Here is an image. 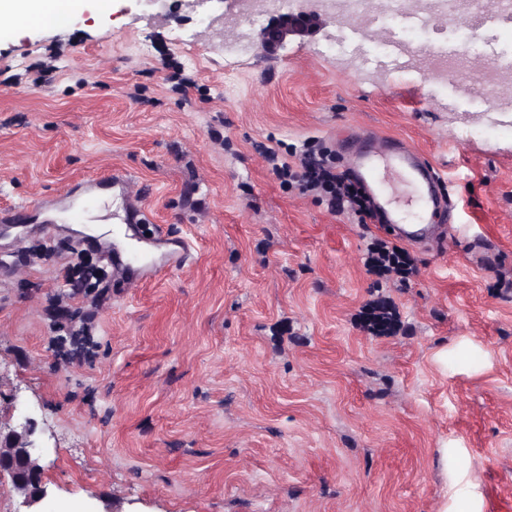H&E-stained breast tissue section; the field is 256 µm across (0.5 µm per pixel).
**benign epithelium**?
Segmentation results:
<instances>
[{"instance_id": "obj_1", "label": "benign epithelium", "mask_w": 512, "mask_h": 512, "mask_svg": "<svg viewBox=\"0 0 512 512\" xmlns=\"http://www.w3.org/2000/svg\"><path fill=\"white\" fill-rule=\"evenodd\" d=\"M323 26L321 16L310 10L290 9L272 17L258 34V45L266 53H275L289 41L314 35ZM37 422L22 414L16 424L0 422V476L32 507L47 496L46 484L38 464Z\"/></svg>"}]
</instances>
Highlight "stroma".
<instances>
[{"mask_svg":"<svg viewBox=\"0 0 512 512\" xmlns=\"http://www.w3.org/2000/svg\"><path fill=\"white\" fill-rule=\"evenodd\" d=\"M380 30L329 19L230 62L187 0H85L0 32V208L30 209L0 232V419L38 423V512H512V112L480 71L384 66ZM366 131L455 207L449 233L403 243L404 279L364 265L391 226L284 189L257 150L319 136L347 168ZM89 177L109 201L94 236L65 201ZM131 198L185 265L116 272L111 228L160 253ZM381 299L397 323L376 335Z\"/></svg>","mask_w":512,"mask_h":512,"instance_id":"obj_1","label":"stroma"}]
</instances>
